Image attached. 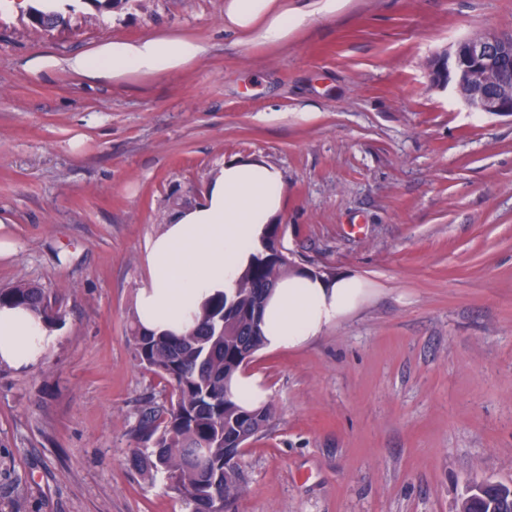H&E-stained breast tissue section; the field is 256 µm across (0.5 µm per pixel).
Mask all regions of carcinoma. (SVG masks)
Here are the masks:
<instances>
[{"instance_id": "1", "label": "carcinoma", "mask_w": 512, "mask_h": 512, "mask_svg": "<svg viewBox=\"0 0 512 512\" xmlns=\"http://www.w3.org/2000/svg\"><path fill=\"white\" fill-rule=\"evenodd\" d=\"M37 22L55 28L65 22L59 11L30 8ZM280 225L271 224L262 249L230 296L223 294L202 310L196 326L182 336L148 332L135 324L131 340L140 365L170 387L169 407L142 421L152 450L134 458L144 473L161 471L169 488L191 505V512H224L239 497L240 446L261 432L270 408H246L230 391L233 377L247 367L244 351L255 355L264 345L262 315L266 298L292 262L280 248ZM25 305L51 317L46 291L31 283L0 289V304ZM512 507V492L492 486L474 501V512H488L485 499Z\"/></svg>"}]
</instances>
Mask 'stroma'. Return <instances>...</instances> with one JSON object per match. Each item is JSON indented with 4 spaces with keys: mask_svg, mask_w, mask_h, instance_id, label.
<instances>
[{
    "mask_svg": "<svg viewBox=\"0 0 512 512\" xmlns=\"http://www.w3.org/2000/svg\"><path fill=\"white\" fill-rule=\"evenodd\" d=\"M65 17L0 11V220L18 248L0 289L45 288L59 333L39 366H0V512H191L133 463L168 392L128 336L146 238L232 159L281 170L294 264L372 290L249 364L272 415L237 512H459L471 481L512 485V116L429 78L467 36L512 33V0H343L278 46L240 43L224 0ZM166 32L203 55L120 82L61 65Z\"/></svg>",
    "mask_w": 512,
    "mask_h": 512,
    "instance_id": "stroma-1",
    "label": "stroma"
}]
</instances>
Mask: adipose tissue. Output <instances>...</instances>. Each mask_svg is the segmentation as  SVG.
I'll list each match as a JSON object with an SVG mask.
<instances>
[{
	"instance_id": "1",
	"label": "adipose tissue",
	"mask_w": 512,
	"mask_h": 512,
	"mask_svg": "<svg viewBox=\"0 0 512 512\" xmlns=\"http://www.w3.org/2000/svg\"><path fill=\"white\" fill-rule=\"evenodd\" d=\"M336 2L311 0L301 9L286 0H224V25L246 42L284 43L308 19L334 14ZM203 52L202 44L187 37L151 35L100 44L65 65L79 76L120 80L180 71ZM286 194L276 167L225 162L203 201L174 211L163 231L146 241L147 276L136 292L141 326L158 334L185 333L210 298L232 293L252 254L261 249L268 225L278 223ZM366 291V280L357 275L327 278L292 268L266 302L265 348L307 344L356 310ZM57 342V330L43 315L22 305H0V366L36 367Z\"/></svg>"
}]
</instances>
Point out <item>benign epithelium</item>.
Listing matches in <instances>:
<instances>
[{
    "label": "benign epithelium",
    "mask_w": 512,
    "mask_h": 512,
    "mask_svg": "<svg viewBox=\"0 0 512 512\" xmlns=\"http://www.w3.org/2000/svg\"><path fill=\"white\" fill-rule=\"evenodd\" d=\"M430 81L452 87L473 112L512 116V35L468 36L435 57Z\"/></svg>",
    "instance_id": "obj_1"
}]
</instances>
